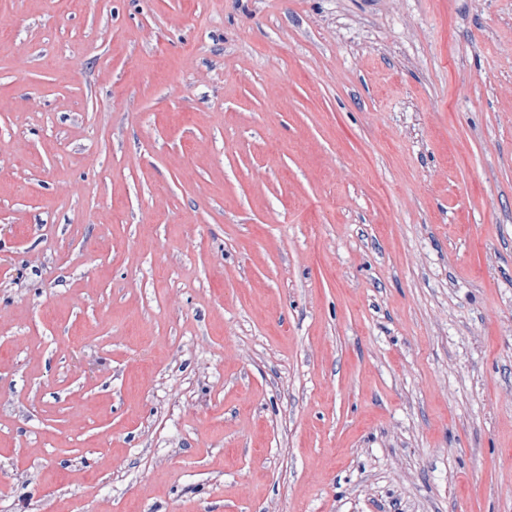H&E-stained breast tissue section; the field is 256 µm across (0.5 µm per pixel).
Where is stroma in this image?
<instances>
[{
  "mask_svg": "<svg viewBox=\"0 0 512 512\" xmlns=\"http://www.w3.org/2000/svg\"><path fill=\"white\" fill-rule=\"evenodd\" d=\"M0 512H512V0H0Z\"/></svg>",
  "mask_w": 512,
  "mask_h": 512,
  "instance_id": "1",
  "label": "stroma"
}]
</instances>
